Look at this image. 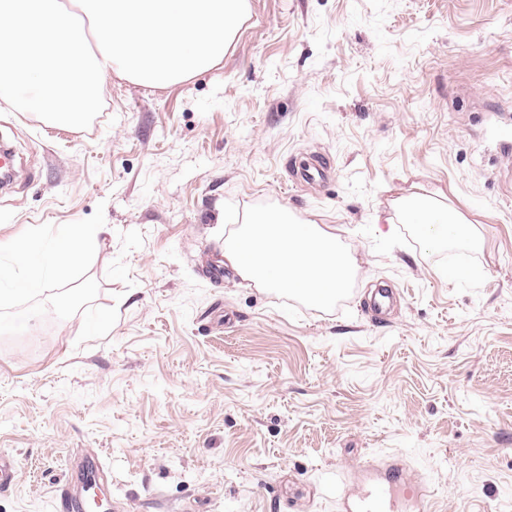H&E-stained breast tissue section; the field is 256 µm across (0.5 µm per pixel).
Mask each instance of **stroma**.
<instances>
[{
    "instance_id": "1",
    "label": "stroma",
    "mask_w": 512,
    "mask_h": 512,
    "mask_svg": "<svg viewBox=\"0 0 512 512\" xmlns=\"http://www.w3.org/2000/svg\"><path fill=\"white\" fill-rule=\"evenodd\" d=\"M101 95L85 129L0 99V241L104 205L89 275L118 310L84 343L78 314L0 336V512H53L81 452L120 512H339L337 479L388 455L434 482L403 512H512V0H248L217 67ZM420 186L482 250L374 231ZM228 202L334 228L352 294L288 317L225 264Z\"/></svg>"
}]
</instances>
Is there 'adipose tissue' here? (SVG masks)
<instances>
[{
	"label": "adipose tissue",
	"instance_id": "ef3b65f1",
	"mask_svg": "<svg viewBox=\"0 0 512 512\" xmlns=\"http://www.w3.org/2000/svg\"><path fill=\"white\" fill-rule=\"evenodd\" d=\"M392 209L403 223L415 225L429 247L447 241H460L479 246L481 235L474 224L445 201L425 191L398 197L391 202Z\"/></svg>",
	"mask_w": 512,
	"mask_h": 512
}]
</instances>
